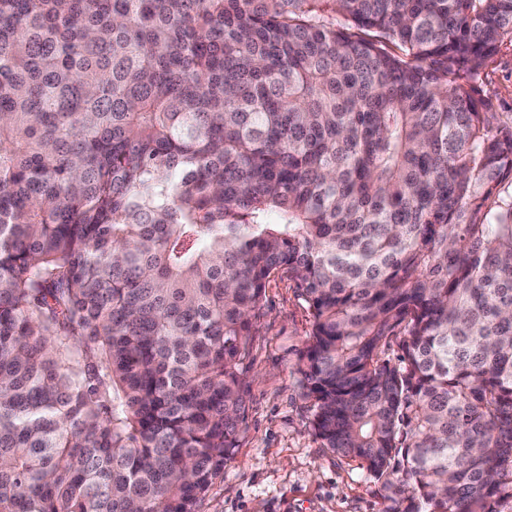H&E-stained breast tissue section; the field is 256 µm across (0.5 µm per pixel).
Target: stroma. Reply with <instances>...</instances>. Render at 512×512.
Wrapping results in <instances>:
<instances>
[{
	"label": "stroma",
	"instance_id": "1",
	"mask_svg": "<svg viewBox=\"0 0 512 512\" xmlns=\"http://www.w3.org/2000/svg\"><path fill=\"white\" fill-rule=\"evenodd\" d=\"M480 94L512 120V44L484 69ZM268 316L252 338L245 421L238 448L199 512H388L390 503L358 459L323 447L309 427L301 354L312 318L295 286H267Z\"/></svg>",
	"mask_w": 512,
	"mask_h": 512
}]
</instances>
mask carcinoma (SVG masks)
<instances>
[{"mask_svg": "<svg viewBox=\"0 0 512 512\" xmlns=\"http://www.w3.org/2000/svg\"><path fill=\"white\" fill-rule=\"evenodd\" d=\"M506 39L512 0H0V512H199L283 277L323 447L493 512ZM480 94L488 99L493 111L510 122L512 120V44L506 41L499 53L484 69L478 83Z\"/></svg>", "mask_w": 512, "mask_h": 512, "instance_id": "cac0c4a2", "label": "carcinoma"}]
</instances>
